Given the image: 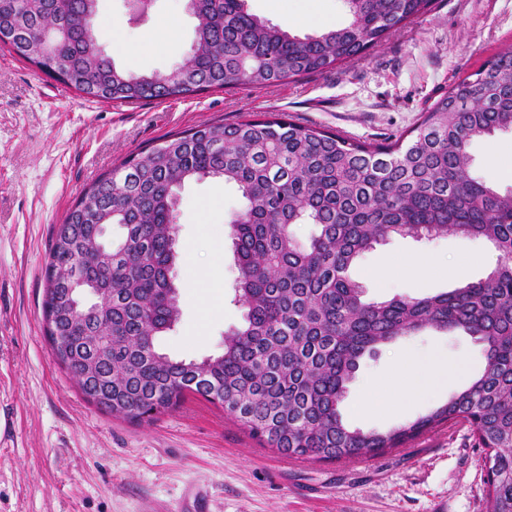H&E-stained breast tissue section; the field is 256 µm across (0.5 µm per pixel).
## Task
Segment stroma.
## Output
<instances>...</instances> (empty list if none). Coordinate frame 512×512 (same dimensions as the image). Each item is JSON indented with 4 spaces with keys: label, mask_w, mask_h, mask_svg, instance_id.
<instances>
[{
    "label": "stroma",
    "mask_w": 512,
    "mask_h": 512,
    "mask_svg": "<svg viewBox=\"0 0 512 512\" xmlns=\"http://www.w3.org/2000/svg\"><path fill=\"white\" fill-rule=\"evenodd\" d=\"M252 13L297 34L344 26L343 0H248ZM120 27L137 49L136 73H164L189 54L196 19L185 0H99L105 52ZM169 37H159L162 27ZM512 47V0H434L431 11L332 70L278 86L221 90L135 104L91 102L0 47V512H187L195 491L208 512H483L487 452L468 424H442L379 454L340 461L290 457L252 437L220 404L186 394L177 408L135 422L89 402L54 359L42 302L57 229L83 190L161 138L245 115L284 112L302 124L367 142L408 135L459 79ZM472 171L512 190V132L471 147ZM236 189L187 182L179 193L173 268L181 316L158 352L202 359L221 352L242 322L229 221ZM429 260L415 277L407 257ZM499 259L486 240L452 233L393 235L362 255L349 277L365 301L423 297L483 279ZM447 357L455 369L434 394L394 411L355 415L361 389L391 388L408 352ZM484 367L461 332L425 330L365 357L343 403L346 423L385 431L430 412Z\"/></svg>",
    "instance_id": "1"
}]
</instances>
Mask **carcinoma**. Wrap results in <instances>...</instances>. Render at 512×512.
Wrapping results in <instances>:
<instances>
[{"label":"carcinoma","mask_w":512,"mask_h":512,"mask_svg":"<svg viewBox=\"0 0 512 512\" xmlns=\"http://www.w3.org/2000/svg\"><path fill=\"white\" fill-rule=\"evenodd\" d=\"M248 0H196L195 39L171 77L134 73L101 48L97 0H0V45L92 102L136 103L229 85L273 86L328 71L382 43L433 0H344L341 28L300 36L259 18ZM512 130V49L435 101L410 139L372 144L265 112L167 136L85 189L60 225L45 269L44 314L54 307L64 251L94 260L95 287L112 324L108 362L88 370L90 321L70 308L48 335L58 364L95 405L146 422L185 393L224 406L281 454L338 461L397 448L448 423H467L488 450L495 478L486 512H512V192L470 175L469 147ZM237 187L243 213L230 221L241 327L224 351L172 359L156 337L179 320L174 225L189 180ZM115 224L112 256L96 259L100 226ZM313 224L301 242L293 226ZM452 232L489 241L500 261L489 275L420 298L362 299L351 264L391 234ZM425 328L462 331L481 344L482 372L430 413L386 432L350 428L341 405L360 360L381 344Z\"/></svg>","instance_id":"1"}]
</instances>
